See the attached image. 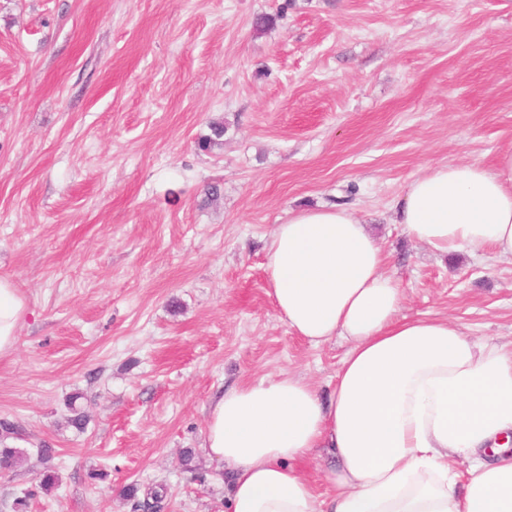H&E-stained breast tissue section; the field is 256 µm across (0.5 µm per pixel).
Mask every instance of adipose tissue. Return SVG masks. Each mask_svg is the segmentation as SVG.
<instances>
[{"label":"adipose tissue","instance_id":"adipose-tissue-1","mask_svg":"<svg viewBox=\"0 0 512 512\" xmlns=\"http://www.w3.org/2000/svg\"><path fill=\"white\" fill-rule=\"evenodd\" d=\"M406 234L438 254L512 260V149L495 171L433 167L398 202ZM366 224L345 207L276 225L267 269L279 317L312 345L351 347L329 400L299 374L239 384L212 400L206 457L231 476V512H512V349L444 318L400 316L398 281ZM27 314L0 277V356ZM317 448L337 465L325 490L298 469ZM469 461L468 474L455 468Z\"/></svg>","mask_w":512,"mask_h":512}]
</instances>
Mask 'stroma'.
<instances>
[{"label":"stroma","instance_id":"35a3bbf8","mask_svg":"<svg viewBox=\"0 0 512 512\" xmlns=\"http://www.w3.org/2000/svg\"><path fill=\"white\" fill-rule=\"evenodd\" d=\"M511 148L512 0H0V277L28 308L0 356L28 455L0 512H128L130 484L228 512L201 448L217 389L289 371L325 398L350 348L276 313L269 243L302 207L368 225L401 316L511 343L512 262L434 253L395 207L429 168Z\"/></svg>","mask_w":512,"mask_h":512}]
</instances>
